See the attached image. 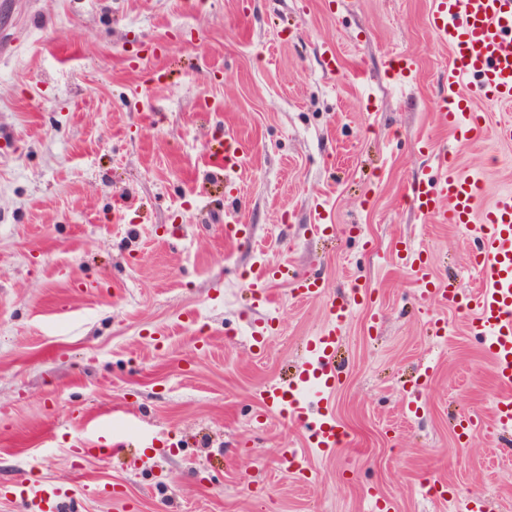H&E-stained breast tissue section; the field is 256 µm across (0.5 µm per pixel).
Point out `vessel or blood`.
<instances>
[{"mask_svg": "<svg viewBox=\"0 0 512 512\" xmlns=\"http://www.w3.org/2000/svg\"><path fill=\"white\" fill-rule=\"evenodd\" d=\"M433 33L448 43L452 61L448 84L467 85L468 94L443 100L439 119L451 128L458 141L466 143L483 131L479 119L463 122L473 101L491 105L512 102V0H434L429 17ZM205 156L216 173L231 174L242 162L241 145L233 135L210 139ZM483 187L478 180L462 176L447 153L437 157L436 173L419 179L410 188L413 205L440 224L476 225L481 276L479 289L462 295L456 279H449L441 296L451 303L464 302L469 325L480 336L496 380L503 387L492 411L496 428L512 432V192L500 193L485 209H478ZM293 285L302 297L320 292L318 280L300 275L290 264L262 269L251 280L248 292L254 302L265 304L269 280ZM348 308L334 305L330 320L308 345V358L295 378L285 385L265 387L262 403L267 412L289 413L307 431L315 448L341 447L347 434L323 405L339 378L335 350L340 325ZM112 415L103 412L89 421L86 434L91 445L121 450L122 437L111 432ZM25 512H66L69 494L58 486L20 490Z\"/></svg>", "mask_w": 512, "mask_h": 512, "instance_id": "b4317fda", "label": "vessel or blood"}]
</instances>
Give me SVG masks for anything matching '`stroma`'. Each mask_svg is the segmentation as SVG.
Here are the masks:
<instances>
[{"mask_svg":"<svg viewBox=\"0 0 512 512\" xmlns=\"http://www.w3.org/2000/svg\"><path fill=\"white\" fill-rule=\"evenodd\" d=\"M431 8L0 0V512L35 481L69 489L70 512H512L502 389L468 315L419 305L410 268L424 250L432 278L471 291L474 235L409 199L443 149L481 206L512 191L496 134L512 105L475 103L484 131L463 145L438 123L452 54ZM158 65L167 81L146 85ZM221 130L244 149L229 198L203 158ZM230 210L248 241L225 239ZM280 263L323 296L272 280L247 305ZM334 299L352 308L330 396L347 442L309 449L261 392L295 376ZM98 411L121 455L78 454ZM463 413L481 425L461 432ZM301 447L302 476L286 461ZM270 279L293 285L294 290L301 297H316L321 292L317 279L301 276L293 266L283 263L272 268H263L260 274L247 284L246 288L253 303H269L267 281Z\"/></svg>","mask_w":512,"mask_h":512,"instance_id":"stroma-1","label":"stroma"}]
</instances>
